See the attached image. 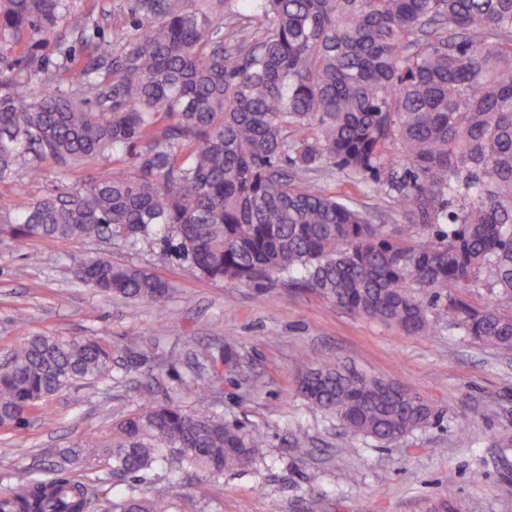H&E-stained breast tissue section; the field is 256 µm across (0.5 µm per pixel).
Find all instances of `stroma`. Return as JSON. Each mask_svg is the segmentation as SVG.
<instances>
[{
    "instance_id": "35a3bbf8",
    "label": "stroma",
    "mask_w": 512,
    "mask_h": 512,
    "mask_svg": "<svg viewBox=\"0 0 512 512\" xmlns=\"http://www.w3.org/2000/svg\"><path fill=\"white\" fill-rule=\"evenodd\" d=\"M133 0H73L95 10L97 38L112 40L131 24ZM42 254L33 265L26 251ZM109 254L169 283L166 326L153 307L133 304L80 283L85 260ZM28 315L14 322L16 310ZM99 336L112 346V381L76 385L47 406L52 429L31 421L0 442L15 453L0 459V492L17 473H41L58 449L86 433H108L144 401L175 399L198 407L190 367L217 377L215 400L226 421L262 430L267 444L252 466L211 481L201 472L185 480L179 512H429L448 499L462 512H512V355L502 354L445 325L427 336L349 314L322 297L279 283L265 291L199 276L164 254L157 241L126 247L95 239L28 241L18 248L0 237V361L25 334ZM233 344L237 363H224ZM307 349L314 361H344L428 400L439 414L429 426L391 444L346 436L336 419L302 399L293 357ZM181 352L176 376L156 377L166 356ZM304 435L308 452L296 457L291 442Z\"/></svg>"
}]
</instances>
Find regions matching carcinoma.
I'll use <instances>...</instances> for the list:
<instances>
[{"mask_svg": "<svg viewBox=\"0 0 512 512\" xmlns=\"http://www.w3.org/2000/svg\"><path fill=\"white\" fill-rule=\"evenodd\" d=\"M133 13L97 42L72 0H0V184L43 183L27 202L0 194V232L22 246L138 226L210 280L296 281L409 335L445 321L512 352V0H134ZM50 39L47 65L34 48ZM336 168L404 223L328 192ZM76 277L164 313L168 284L146 269L103 255ZM428 296L446 302L434 317ZM296 368L299 394L353 438L390 444L437 417L337 358L302 351ZM111 378L96 336H23L0 367V427ZM193 384L199 409L143 403L43 475L19 473L0 512H173L184 473L217 482L257 462L264 433L209 407V377ZM90 460L112 479L84 473ZM155 470L167 478L148 496L112 501L113 484Z\"/></svg>", "mask_w": 512, "mask_h": 512, "instance_id": "cac0c4a2", "label": "carcinoma"}]
</instances>
